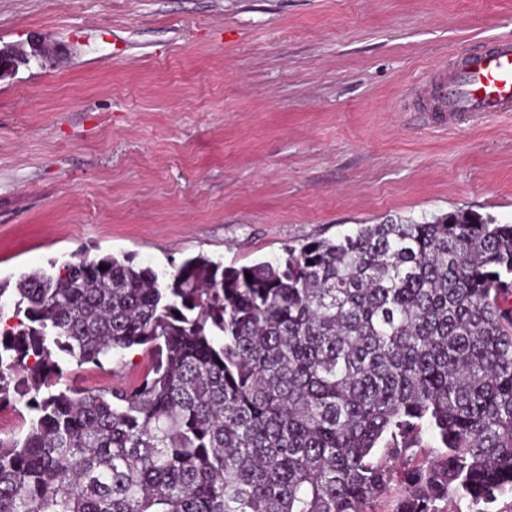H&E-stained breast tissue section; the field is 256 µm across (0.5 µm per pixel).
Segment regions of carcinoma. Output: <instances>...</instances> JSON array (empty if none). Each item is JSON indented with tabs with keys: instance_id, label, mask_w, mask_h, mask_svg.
Instances as JSON below:
<instances>
[{
	"instance_id": "obj_1",
	"label": "carcinoma",
	"mask_w": 512,
	"mask_h": 512,
	"mask_svg": "<svg viewBox=\"0 0 512 512\" xmlns=\"http://www.w3.org/2000/svg\"><path fill=\"white\" fill-rule=\"evenodd\" d=\"M251 274L252 280L246 279ZM148 346L132 386L62 362ZM0 512H443L512 494V224H361L240 268L0 281Z\"/></svg>"
}]
</instances>
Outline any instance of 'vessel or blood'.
I'll list each match as a JSON object with an SVG mask.
<instances>
[{"mask_svg": "<svg viewBox=\"0 0 512 512\" xmlns=\"http://www.w3.org/2000/svg\"><path fill=\"white\" fill-rule=\"evenodd\" d=\"M410 97L417 111L452 123L512 113V38L490 39L481 52L439 63Z\"/></svg>", "mask_w": 512, "mask_h": 512, "instance_id": "1", "label": "vessel or blood"}]
</instances>
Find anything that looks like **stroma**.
<instances>
[{
  "instance_id": "35a3bbf8",
  "label": "stroma",
  "mask_w": 512,
  "mask_h": 512,
  "mask_svg": "<svg viewBox=\"0 0 512 512\" xmlns=\"http://www.w3.org/2000/svg\"><path fill=\"white\" fill-rule=\"evenodd\" d=\"M512 35V0H0V280L89 256L228 267L361 224H512V115L461 127L406 88ZM145 347L62 382L131 385ZM44 49L40 44H32L30 53H20L12 47L0 48V78L12 75L19 64H29L31 58L43 57Z\"/></svg>"
}]
</instances>
